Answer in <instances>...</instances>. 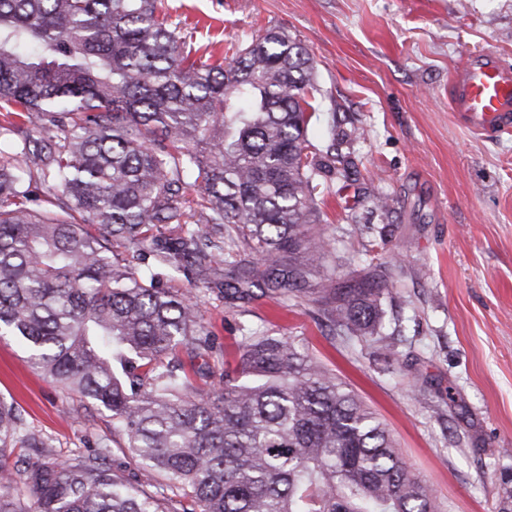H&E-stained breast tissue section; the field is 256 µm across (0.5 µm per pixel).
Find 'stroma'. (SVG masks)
Segmentation results:
<instances>
[{
    "instance_id": "35a3bbf8",
    "label": "stroma",
    "mask_w": 512,
    "mask_h": 512,
    "mask_svg": "<svg viewBox=\"0 0 512 512\" xmlns=\"http://www.w3.org/2000/svg\"><path fill=\"white\" fill-rule=\"evenodd\" d=\"M188 44L224 54L278 26L313 58L322 105L309 124L350 135L352 179L320 188L326 263L333 282L384 285V343L330 334L317 296L298 303L252 287L224 297V276L196 288L177 270L168 287L197 297L214 344L196 363L221 380L247 329L293 336L384 420L412 473L445 512H501L512 476V135L488 138L451 109V77L471 53L512 67V0H176ZM388 207L379 210L374 198ZM397 265H389V256ZM0 398L40 448L10 465L25 501L30 474L104 440L109 467L140 472L110 412L35 369L24 347L0 336Z\"/></svg>"
}]
</instances>
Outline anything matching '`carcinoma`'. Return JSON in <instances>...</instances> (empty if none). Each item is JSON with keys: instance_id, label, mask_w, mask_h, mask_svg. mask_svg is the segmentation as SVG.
<instances>
[{"instance_id": "cac0c4a2", "label": "carcinoma", "mask_w": 512, "mask_h": 512, "mask_svg": "<svg viewBox=\"0 0 512 512\" xmlns=\"http://www.w3.org/2000/svg\"><path fill=\"white\" fill-rule=\"evenodd\" d=\"M212 63L189 61L167 0H0V336L53 382L112 414L142 479L109 445L6 492L23 433L0 401V512H444L386 424L286 336L252 330L224 391L194 359L210 337L190 297L128 256L227 265V296L260 278L284 301L323 266L318 185L349 177L308 139L315 65L277 27ZM45 186L30 206V184ZM261 268L238 271L237 256ZM378 284L321 296L337 335L379 344Z\"/></svg>"}]
</instances>
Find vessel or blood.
Instances as JSON below:
<instances>
[{"mask_svg":"<svg viewBox=\"0 0 512 512\" xmlns=\"http://www.w3.org/2000/svg\"><path fill=\"white\" fill-rule=\"evenodd\" d=\"M451 82L453 110L469 128L488 137L512 131V69L478 55Z\"/></svg>","mask_w":512,"mask_h":512,"instance_id":"b4317fda","label":"vessel or blood"}]
</instances>
